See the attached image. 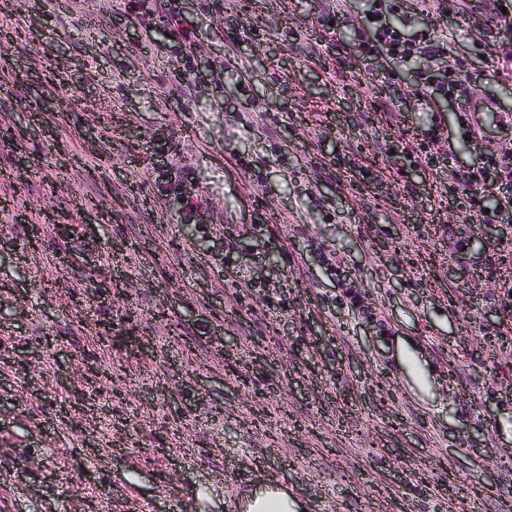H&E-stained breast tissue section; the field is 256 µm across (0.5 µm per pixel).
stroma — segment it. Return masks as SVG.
Wrapping results in <instances>:
<instances>
[{"label": "stroma", "instance_id": "1", "mask_svg": "<svg viewBox=\"0 0 512 512\" xmlns=\"http://www.w3.org/2000/svg\"><path fill=\"white\" fill-rule=\"evenodd\" d=\"M201 2L188 52L107 0H0V512H236L227 457L259 490L275 448L301 512H512V223L457 200L512 141V28L438 18L493 106L465 126L325 0Z\"/></svg>", "mask_w": 512, "mask_h": 512}]
</instances>
